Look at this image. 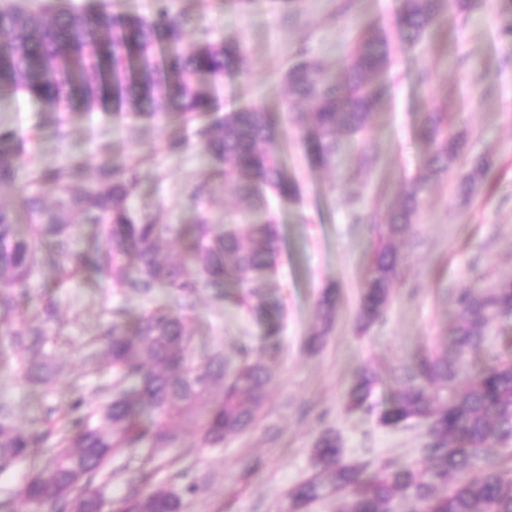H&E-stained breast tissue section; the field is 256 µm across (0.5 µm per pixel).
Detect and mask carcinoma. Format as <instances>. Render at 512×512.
I'll use <instances>...</instances> for the list:
<instances>
[{
  "label": "carcinoma",
  "mask_w": 512,
  "mask_h": 512,
  "mask_svg": "<svg viewBox=\"0 0 512 512\" xmlns=\"http://www.w3.org/2000/svg\"><path fill=\"white\" fill-rule=\"evenodd\" d=\"M472 5V0H401L395 33L378 27L363 31L340 79L327 78L308 59H296L284 81L307 108L306 139L317 158L328 161L338 152L337 132H358L369 124L388 92L393 40L415 44L439 20L461 17ZM186 24L185 16L168 5L151 16L0 7V89L55 107L163 121L176 127L171 149L183 150L188 142L182 125L211 115L234 59L232 50L215 42L179 48ZM197 134L218 166L217 175L249 206H255L260 186L295 194L296 186L283 176L277 133L265 109L240 106L201 125ZM422 134L432 152L380 232L358 308L364 326L379 320L387 307L399 267L394 242L411 232L429 183L459 162L447 113H428ZM21 151L12 133L0 132V185L18 178ZM486 172V161L473 159L461 193H472ZM138 178L136 168L107 162L90 177L85 163L75 159L41 172L40 179L55 183L60 195L48 208L37 194L24 197L22 206L32 219L27 235L17 232L14 211L0 204L1 325H11L15 295L30 287L45 243L64 276L86 271L143 295L163 287L188 296L202 285L222 288L234 281L254 310L264 308L268 280L262 272L274 267L280 252L277 225L158 224L129 206ZM76 216L94 231L91 252L71 247ZM172 233L186 242L176 263L159 252L160 241ZM457 304L452 351L419 358L401 377L398 397L381 418L387 426L414 419L424 423L428 441L421 458L353 463L344 459L338 437L324 434L315 445V474L288 494L282 512L327 500L339 502L336 512H512V469L490 459L492 449L512 447V359L495 357L474 375L464 369L467 357L483 348L487 325L512 313V281L486 292L464 289ZM333 311L331 298L319 304L323 329L313 342L323 337ZM53 317L47 307L28 324L24 335L30 346L47 335ZM188 323L187 314L166 306L149 310L132 325L112 321V332L103 339L115 375L112 394L67 429L29 434L0 416L1 470L48 444L17 493L30 512H72L77 501L83 512H181V496L169 489L106 501L91 488V479L126 449L175 446V421L192 427L199 448L218 446L251 428L265 402L267 368L246 346L233 366L219 354L191 364ZM24 362L29 379L49 383L45 364L33 358ZM372 386L371 375L363 374L348 394L347 407L363 408Z\"/></svg>",
  "instance_id": "cac0c4a2"
}]
</instances>
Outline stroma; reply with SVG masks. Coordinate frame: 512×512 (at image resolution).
I'll return each instance as SVG.
<instances>
[{
  "label": "stroma",
  "mask_w": 512,
  "mask_h": 512,
  "mask_svg": "<svg viewBox=\"0 0 512 512\" xmlns=\"http://www.w3.org/2000/svg\"><path fill=\"white\" fill-rule=\"evenodd\" d=\"M173 3L189 18L185 44L209 39L235 49L238 59L224 75L215 112L242 104L269 112L296 197L268 192L265 209L249 211L232 186L214 176L191 126L183 131L188 148L175 153L160 123L70 114L16 93L0 94V130L23 141L36 173L72 155L91 171L105 160L136 167L140 181L130 206L157 223L265 219L278 225L268 314L239 303L235 285L197 289L188 310L193 363L217 352L235 361L245 344L268 366L266 401L252 429L222 447L198 448L191 427L182 425L176 447L154 455L145 448L117 453L92 479L108 500L164 487L181 493L183 512H278L289 490L312 474L314 444L324 432L336 434L352 462L418 459L424 424L381 421L403 369L447 347L460 316L458 291L512 280V39L500 33L512 5L478 0L465 21H449L420 43L399 46L378 112L365 130L342 134L341 152L318 166L302 139L305 111L289 105L282 75L301 50L326 76H341L362 26L394 30L398 0H289L284 8L263 0L248 10L224 7L222 0ZM436 110L447 112L448 132L461 141L464 156L485 157L490 170L466 200L458 191L465 165L431 185L411 233L396 241L399 276L385 313L361 327L358 306L380 227L429 153L420 127ZM30 193L50 203L57 188L36 179L0 187V203L16 208L22 227L29 218L19 205ZM330 291L334 321L313 349L319 303ZM48 301L56 315L39 358L52 369L50 385L28 380L16 365L11 337L0 335V408L27 432L61 424L75 402L108 398L114 377L101 341L113 320L130 324L154 307L178 306L167 288L142 296L85 272L63 277L44 262L19 300L15 327H25ZM273 342L280 350L272 356L267 347ZM491 354L512 358V317L491 323L470 370L483 368ZM366 371L375 377L367 407L346 410L350 388Z\"/></svg>",
  "instance_id": "stroma-1"
}]
</instances>
